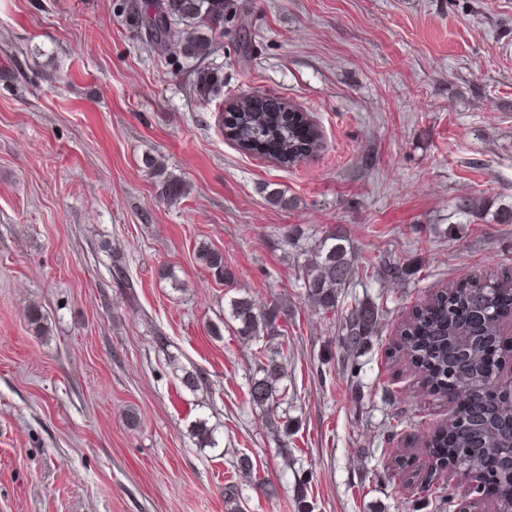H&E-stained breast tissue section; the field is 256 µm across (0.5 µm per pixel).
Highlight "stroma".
<instances>
[{
  "mask_svg": "<svg viewBox=\"0 0 512 512\" xmlns=\"http://www.w3.org/2000/svg\"><path fill=\"white\" fill-rule=\"evenodd\" d=\"M122 3L0 0V512H231L233 484L244 512H458L452 473L438 503L392 467L448 405L390 352L433 291L512 270V0H252L224 17L206 103L193 63L137 38ZM246 96L306 113L317 149L289 168L244 153L224 119ZM148 154L185 182L178 203ZM333 226L358 265L410 276L357 274L336 314L316 311L299 267ZM241 289L290 310L284 449L246 395L250 346L208 331ZM366 297L383 318L352 373L339 324ZM201 418L217 447L192 437ZM193 90L203 101L210 100L219 94L224 87V80L220 70L210 67L197 66L194 71ZM198 260L209 271L211 276L217 281H224L227 274L224 268V255L217 249L208 245L198 247Z\"/></svg>",
  "mask_w": 512,
  "mask_h": 512,
  "instance_id": "35a3bbf8",
  "label": "stroma"
}]
</instances>
